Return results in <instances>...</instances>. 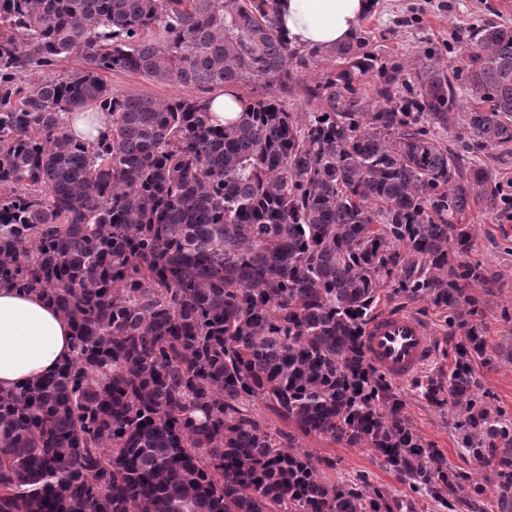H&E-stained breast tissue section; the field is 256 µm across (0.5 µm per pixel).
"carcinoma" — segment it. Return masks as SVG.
I'll use <instances>...</instances> for the list:
<instances>
[{
  "label": "carcinoma",
  "mask_w": 512,
  "mask_h": 512,
  "mask_svg": "<svg viewBox=\"0 0 512 512\" xmlns=\"http://www.w3.org/2000/svg\"><path fill=\"white\" fill-rule=\"evenodd\" d=\"M366 41L307 82L322 54L291 45L275 0H0V288L73 327L58 370L0 390V512H414L327 478L298 433L369 448L450 508L465 483L484 494L414 429L363 338L385 288L480 313L467 285L491 278L460 220L500 197L464 154L512 144V26L471 30L457 66L420 61L405 96ZM74 54L84 68L55 74ZM103 71L198 94L114 96ZM256 80L300 84L310 111L259 95L211 122L206 95ZM89 105L111 126L76 140L68 117ZM456 128L457 151L437 136ZM477 360L473 324L448 382L419 388L512 504V424L477 395Z\"/></svg>",
  "instance_id": "carcinoma-1"
}]
</instances>
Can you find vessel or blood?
Here are the masks:
<instances>
[{
	"mask_svg": "<svg viewBox=\"0 0 512 512\" xmlns=\"http://www.w3.org/2000/svg\"><path fill=\"white\" fill-rule=\"evenodd\" d=\"M365 352L391 379H406L417 374L433 356L431 327L414 313L380 314L367 327Z\"/></svg>",
	"mask_w": 512,
	"mask_h": 512,
	"instance_id": "1",
	"label": "vessel or blood"
}]
</instances>
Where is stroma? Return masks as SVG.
<instances>
[{"label": "stroma", "instance_id": "obj_1", "mask_svg": "<svg viewBox=\"0 0 512 512\" xmlns=\"http://www.w3.org/2000/svg\"><path fill=\"white\" fill-rule=\"evenodd\" d=\"M486 21L512 25V0H374L372 9L361 22L370 38V49L381 60L403 63L399 91L413 84L412 68L418 58L434 56L442 61L459 58L463 39L470 30ZM113 93L145 95L158 101L195 96L194 88L177 81L156 83L144 76L107 72L103 75ZM471 164L490 166L497 178V187L504 209L512 208V147L489 149L467 154ZM474 232L469 262L481 265L495 282L494 287L471 286L470 294L483 303L472 319L450 317L424 302H411L382 297L378 308L409 309L428 318L435 328L436 356L432 363L413 377L397 382L405 402V412L415 430L438 448L448 462L477 479L490 478V471L479 468L460 450L450 411L429 406L421 397L418 383L430 376H444L452 368L454 348L463 340L471 324H480L491 365L475 362L478 393L499 407L512 420V222L499 214H487L481 204H474L465 217ZM299 450L315 459L335 461L333 479L365 475L376 485L386 488L391 496L412 501L415 512H445L390 472L381 459L367 448H348L314 436H299Z\"/></svg>", "mask_w": 512, "mask_h": 512}]
</instances>
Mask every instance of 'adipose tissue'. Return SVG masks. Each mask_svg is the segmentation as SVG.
Segmentation results:
<instances>
[{"instance_id": "ef3b65f1", "label": "adipose tissue", "mask_w": 512, "mask_h": 512, "mask_svg": "<svg viewBox=\"0 0 512 512\" xmlns=\"http://www.w3.org/2000/svg\"><path fill=\"white\" fill-rule=\"evenodd\" d=\"M372 0H277L291 44L326 50L348 42ZM72 353V327L35 294L0 289V389L56 371Z\"/></svg>"}]
</instances>
